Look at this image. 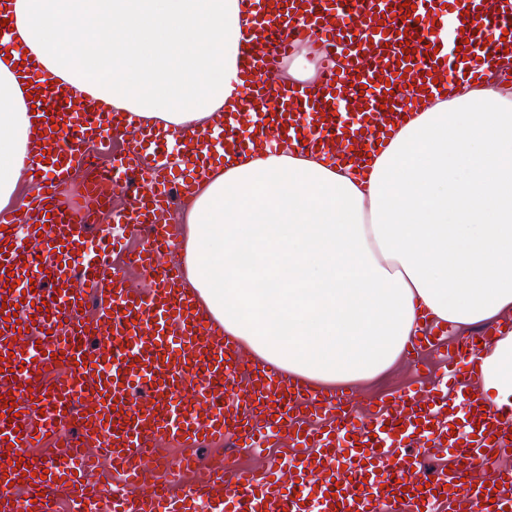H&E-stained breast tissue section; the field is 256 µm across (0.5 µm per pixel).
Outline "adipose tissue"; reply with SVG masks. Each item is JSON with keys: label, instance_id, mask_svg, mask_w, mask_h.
<instances>
[{"label": "adipose tissue", "instance_id": "obj_1", "mask_svg": "<svg viewBox=\"0 0 512 512\" xmlns=\"http://www.w3.org/2000/svg\"><path fill=\"white\" fill-rule=\"evenodd\" d=\"M238 0H13L0 36V210L35 131L14 45L44 77L148 125L202 131L243 96ZM178 221L185 288L254 364L317 390L404 358L432 318L465 331L512 313V95L461 85L425 102L360 174L256 149L212 169ZM512 405V331L476 358Z\"/></svg>", "mask_w": 512, "mask_h": 512}]
</instances>
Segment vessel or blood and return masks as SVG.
I'll return each mask as SVG.
<instances>
[{
  "mask_svg": "<svg viewBox=\"0 0 512 512\" xmlns=\"http://www.w3.org/2000/svg\"><path fill=\"white\" fill-rule=\"evenodd\" d=\"M265 52L240 68L245 100L217 131L185 137L184 162L171 160L167 133L130 129L102 103L42 81L38 60L21 56V78L38 102L36 154L23 170L36 191L24 205L35 224L17 233L18 216L0 212V512H512V471L491 484L465 482L467 470L512 451V407H482L476 397L480 346L500 325L452 339L427 323L408 353L433 352L447 365L442 382L410 388L352 408L351 389L313 391L288 383L272 366L248 363L185 294L167 257L177 249L163 224L173 191L190 195L210 164L245 154L252 139L305 152L343 144L352 156L376 153L418 99L437 95V79L483 84L512 71V0H240ZM464 28L442 40L449 14ZM428 48L418 49L424 30ZM325 62L317 82L269 87L296 43ZM416 46L405 54L406 45ZM128 135L84 194L99 201L107 179L129 192L110 224L64 196L72 169L86 166L87 140ZM137 236L134 260L151 280L133 290L112 262ZM97 229L99 249L86 248ZM247 384V402L227 401ZM290 443L287 468L237 465L235 454L191 455L205 442L234 441L237 451L262 437ZM187 447L164 458L160 441ZM43 444L53 455H38ZM449 450L457 465L421 478L423 453ZM109 460L116 479L96 474ZM32 467L23 474L22 464Z\"/></svg>",
  "mask_w": 512,
  "mask_h": 512,
  "instance_id": "1",
  "label": "vessel or blood"
}]
</instances>
